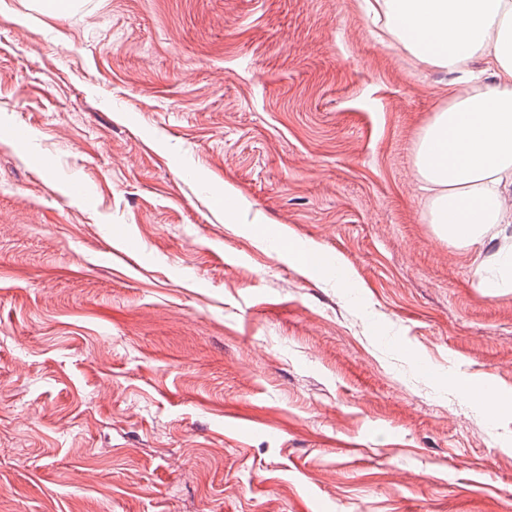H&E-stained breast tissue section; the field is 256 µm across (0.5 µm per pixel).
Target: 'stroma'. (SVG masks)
Wrapping results in <instances>:
<instances>
[{
    "label": "stroma",
    "instance_id": "35a3bbf8",
    "mask_svg": "<svg viewBox=\"0 0 512 512\" xmlns=\"http://www.w3.org/2000/svg\"><path fill=\"white\" fill-rule=\"evenodd\" d=\"M376 34L361 0H0V512H512L478 277L512 228L430 223L457 77ZM459 390L466 397L476 401L484 408L495 407L501 396L499 390L486 380H477L459 385Z\"/></svg>",
    "mask_w": 512,
    "mask_h": 512
}]
</instances>
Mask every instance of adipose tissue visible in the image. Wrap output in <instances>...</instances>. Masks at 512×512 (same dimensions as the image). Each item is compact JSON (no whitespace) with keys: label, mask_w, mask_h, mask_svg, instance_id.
<instances>
[{"label":"adipose tissue","mask_w":512,"mask_h":512,"mask_svg":"<svg viewBox=\"0 0 512 512\" xmlns=\"http://www.w3.org/2000/svg\"><path fill=\"white\" fill-rule=\"evenodd\" d=\"M363 3L413 59L460 76L416 148L431 223L459 245L512 224V0ZM477 59L492 86L475 80L469 65Z\"/></svg>","instance_id":"adipose-tissue-1"}]
</instances>
